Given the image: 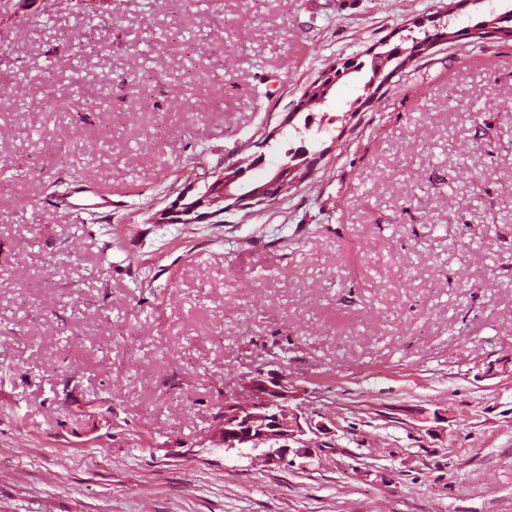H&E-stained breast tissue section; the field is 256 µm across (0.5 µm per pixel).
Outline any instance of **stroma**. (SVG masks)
I'll return each mask as SVG.
<instances>
[{
	"instance_id": "obj_1",
	"label": "stroma",
	"mask_w": 512,
	"mask_h": 512,
	"mask_svg": "<svg viewBox=\"0 0 512 512\" xmlns=\"http://www.w3.org/2000/svg\"><path fill=\"white\" fill-rule=\"evenodd\" d=\"M510 10L0 0V512H512ZM241 149L249 182L290 151L313 171L154 223ZM76 180L111 208L63 206ZM274 363L324 424L304 467L209 441Z\"/></svg>"
}]
</instances>
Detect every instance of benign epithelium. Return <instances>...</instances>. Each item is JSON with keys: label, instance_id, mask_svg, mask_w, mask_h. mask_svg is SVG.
Masks as SVG:
<instances>
[{"label": "benign epithelium", "instance_id": "benign-epithelium-1", "mask_svg": "<svg viewBox=\"0 0 512 512\" xmlns=\"http://www.w3.org/2000/svg\"><path fill=\"white\" fill-rule=\"evenodd\" d=\"M246 162L247 159L242 158L211 173L205 192L199 199L182 205L178 220L186 224L195 222L194 214L202 207L222 213L224 201L228 199L234 200V205L240 209L271 206L290 186L305 177L299 173V168L285 164L271 177L241 193L238 168ZM319 427L321 424L298 403V389L288 384V376H275L261 368L248 381L224 394V412L212 441L215 447L226 451L260 449L267 461L283 463L291 453L297 458L312 457V448L305 436Z\"/></svg>", "mask_w": 512, "mask_h": 512}]
</instances>
